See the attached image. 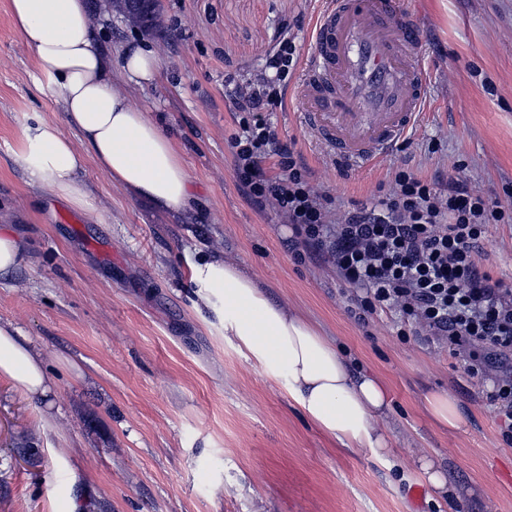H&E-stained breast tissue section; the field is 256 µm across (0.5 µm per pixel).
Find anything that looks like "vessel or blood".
<instances>
[{
  "label": "vessel or blood",
  "mask_w": 512,
  "mask_h": 512,
  "mask_svg": "<svg viewBox=\"0 0 512 512\" xmlns=\"http://www.w3.org/2000/svg\"><path fill=\"white\" fill-rule=\"evenodd\" d=\"M297 84L304 123L353 167L389 156L425 108L420 27L401 0H324Z\"/></svg>",
  "instance_id": "obj_1"
}]
</instances>
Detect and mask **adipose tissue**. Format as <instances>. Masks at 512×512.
<instances>
[{
    "instance_id": "adipose-tissue-1",
    "label": "adipose tissue",
    "mask_w": 512,
    "mask_h": 512,
    "mask_svg": "<svg viewBox=\"0 0 512 512\" xmlns=\"http://www.w3.org/2000/svg\"><path fill=\"white\" fill-rule=\"evenodd\" d=\"M11 15L63 103V123L41 120L23 132L17 157L28 185L88 208L83 173L91 160L132 198L190 217L192 180L175 141L117 86L85 0H11ZM122 57L126 82L158 78L161 61L142 42L127 41ZM71 129L78 140L68 137ZM187 275L199 301L223 323L225 340L266 374L284 379L289 396L322 433L342 447L386 458L381 421L390 400L378 378L353 373L314 325L223 253L189 261ZM0 376L33 397L50 390L40 352L9 324H0Z\"/></svg>"
}]
</instances>
